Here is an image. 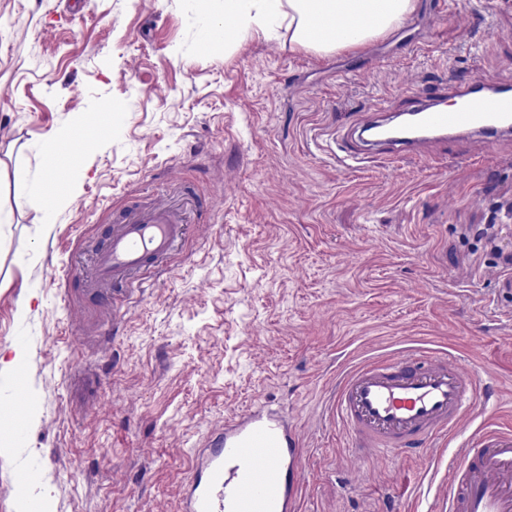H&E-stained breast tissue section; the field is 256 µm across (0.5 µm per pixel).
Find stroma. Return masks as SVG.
Here are the masks:
<instances>
[{
  "instance_id": "1",
  "label": "stroma",
  "mask_w": 512,
  "mask_h": 512,
  "mask_svg": "<svg viewBox=\"0 0 512 512\" xmlns=\"http://www.w3.org/2000/svg\"><path fill=\"white\" fill-rule=\"evenodd\" d=\"M445 2L438 29L414 0L371 65L284 27L225 38L201 0H0V351L25 334L29 396L0 512H177L191 449L259 403L301 428V512H432L451 448L354 466L326 412L341 369L412 347L476 367L498 391L483 420L512 430V271L491 252L512 253V134L402 158L351 136L442 79L512 75V0ZM45 142L78 161L62 196L18 205ZM160 196L206 233L149 287H92L113 214Z\"/></svg>"
}]
</instances>
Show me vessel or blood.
<instances>
[{"instance_id":"b4317fda","label":"vessel or blood","mask_w":512,"mask_h":512,"mask_svg":"<svg viewBox=\"0 0 512 512\" xmlns=\"http://www.w3.org/2000/svg\"><path fill=\"white\" fill-rule=\"evenodd\" d=\"M415 128L376 140L409 152L430 139L461 131L493 140L512 132V78L412 95ZM190 219L160 199L128 211L96 254L98 283L133 282L167 267ZM492 394L476 369L448 354L410 349L371 357L341 371L328 406L363 453L414 452L458 438L436 512H512V431L478 423ZM302 437L294 419L267 405L229 417L191 453V477L179 512H300Z\"/></svg>"}]
</instances>
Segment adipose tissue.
I'll return each instance as SVG.
<instances>
[{"instance_id":"ef3b65f1","label":"adipose tissue","mask_w":512,"mask_h":512,"mask_svg":"<svg viewBox=\"0 0 512 512\" xmlns=\"http://www.w3.org/2000/svg\"><path fill=\"white\" fill-rule=\"evenodd\" d=\"M199 23L233 15L259 28L287 25L293 44L317 52L346 50L399 26L413 0H208Z\"/></svg>"}]
</instances>
